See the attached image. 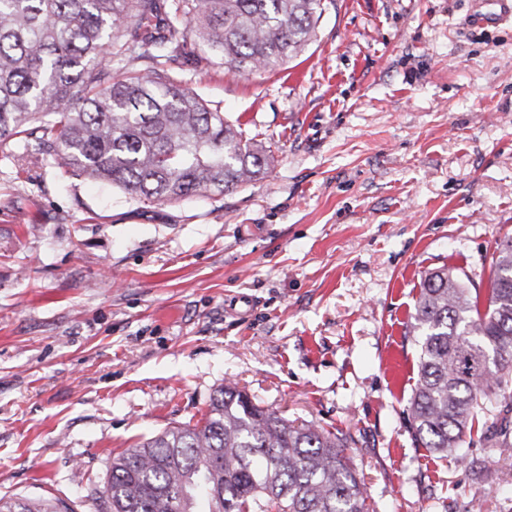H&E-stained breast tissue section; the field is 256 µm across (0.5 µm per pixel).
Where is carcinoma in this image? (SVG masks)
<instances>
[{
  "label": "carcinoma",
  "instance_id": "cac0c4a2",
  "mask_svg": "<svg viewBox=\"0 0 512 512\" xmlns=\"http://www.w3.org/2000/svg\"><path fill=\"white\" fill-rule=\"evenodd\" d=\"M322 0H0V146L143 203L218 194L267 173L273 155L208 108L180 60L274 72L316 38ZM144 60L143 69L124 62ZM486 293L448 267L426 275L411 315L419 346L410 425L436 453L479 439L512 458V238ZM505 400L500 422L484 406ZM345 435L294 425L226 385L197 423L112 457L106 512H369ZM0 512H73L0 497Z\"/></svg>",
  "mask_w": 512,
  "mask_h": 512
}]
</instances>
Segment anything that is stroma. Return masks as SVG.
Listing matches in <instances>:
<instances>
[{"label": "stroma", "instance_id": "35a3bbf8", "mask_svg": "<svg viewBox=\"0 0 512 512\" xmlns=\"http://www.w3.org/2000/svg\"><path fill=\"white\" fill-rule=\"evenodd\" d=\"M489 0H330L274 74L189 84L274 153L143 204L0 147V495L97 512L113 455L233 383L336 428L370 512H512V460L410 429V316L442 266L485 290L512 237V18Z\"/></svg>", "mask_w": 512, "mask_h": 512}]
</instances>
